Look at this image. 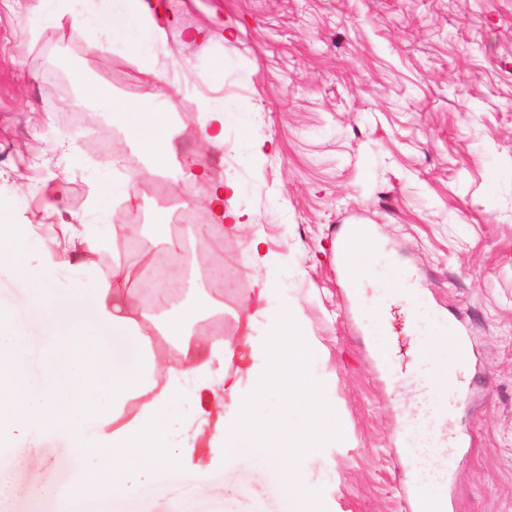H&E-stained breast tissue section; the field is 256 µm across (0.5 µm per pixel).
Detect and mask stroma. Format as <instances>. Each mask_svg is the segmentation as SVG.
Listing matches in <instances>:
<instances>
[{
    "label": "stroma",
    "instance_id": "obj_1",
    "mask_svg": "<svg viewBox=\"0 0 512 512\" xmlns=\"http://www.w3.org/2000/svg\"><path fill=\"white\" fill-rule=\"evenodd\" d=\"M155 2L164 36L135 54L41 29L40 0H0V218L30 227L25 260L43 259L62 225L108 211L110 260L134 262L137 292L169 255L140 256L136 240H181L188 278L224 304L216 318L191 301V324L221 321L242 390L265 370L273 310L294 309L317 347L313 373L344 430L308 475L326 512H414L413 488L439 465L410 457L417 431L439 455L466 443L449 512H512V0ZM217 94L235 115L212 145L203 103ZM113 100L168 112L178 162L205 178L150 173L125 147ZM127 176L134 206L109 190ZM225 181L253 221L233 233L220 224L216 248L193 226L210 223L207 198ZM354 224L381 246L377 275L398 271L418 302L415 328L400 306L381 316L377 289L345 273L338 243ZM257 237L260 265L249 253ZM264 285L267 313L242 326L244 301ZM441 326L464 336L469 361L440 429L417 379L375 348L385 328L406 351ZM219 376L214 366L189 379L167 411L170 443L186 448L180 466L200 479L192 494L143 475L152 512H284L269 470L224 457L234 410ZM4 467L12 512L44 489L70 492L83 471L58 437L32 460L14 448Z\"/></svg>",
    "mask_w": 512,
    "mask_h": 512
}]
</instances>
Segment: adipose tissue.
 <instances>
[{
    "label": "adipose tissue",
    "mask_w": 512,
    "mask_h": 512,
    "mask_svg": "<svg viewBox=\"0 0 512 512\" xmlns=\"http://www.w3.org/2000/svg\"><path fill=\"white\" fill-rule=\"evenodd\" d=\"M44 22L56 29L108 42L141 47L160 40L147 0H101L91 9L79 0H40ZM124 115L128 146L145 156L153 173L166 174L176 159L174 131L163 112H141L131 106ZM30 231L17 224L0 225V271L39 287L27 304L24 321L0 306V446L10 447V423H17L36 452L50 434L63 437L76 458L92 460L96 468L85 476L89 499L106 497L108 512H149L140 471L167 472L178 462L165 433L164 412L180 393V381L167 378L152 353L155 339L176 342L186 374L196 371L194 358L211 336L188 333L190 311L171 307L162 321L147 316L140 301L125 289L131 275L127 265L114 264L98 273L92 264L83 272L98 277L93 299L80 289L56 288L58 270L72 267L77 251H94L97 240L74 224L64 225L62 238L41 264L19 263L27 251ZM42 329L54 349L39 371L28 367L29 331ZM105 387L107 399L94 401L90 392ZM137 400L131 422H123L122 405Z\"/></svg>",
    "instance_id": "adipose-tissue-1"
}]
</instances>
